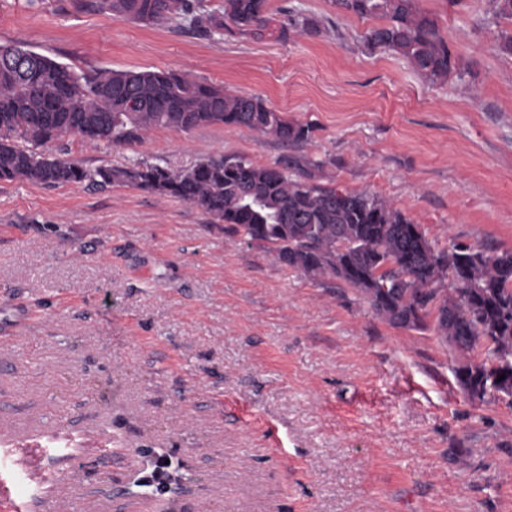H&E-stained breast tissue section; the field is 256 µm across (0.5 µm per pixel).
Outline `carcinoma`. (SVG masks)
I'll return each mask as SVG.
<instances>
[{"instance_id":"1","label":"carcinoma","mask_w":512,"mask_h":512,"mask_svg":"<svg viewBox=\"0 0 512 512\" xmlns=\"http://www.w3.org/2000/svg\"><path fill=\"white\" fill-rule=\"evenodd\" d=\"M269 0H223L199 12L197 0H92L113 16L156 24L184 22L199 35L262 36L271 23ZM334 6L380 23L362 36L370 51H391L432 85L466 80L470 70L418 0H332ZM489 21H512V0H488ZM298 35L319 22L299 11ZM242 126L296 148L312 135L260 99L165 71L75 69L33 53L22 73L0 66V181L45 186L87 184L105 191L133 186L182 200L226 224L249 243L265 246L281 264L310 278L331 276L352 287L373 313L407 330H432L458 359L455 379L473 401L497 399L484 385L490 363L512 386V252L454 244L440 248L420 225L384 199L312 181L299 158L274 166L242 157H209L174 171L166 166L87 168L40 150L69 136L90 144H132L153 128L190 131ZM432 323H427L428 317Z\"/></svg>"}]
</instances>
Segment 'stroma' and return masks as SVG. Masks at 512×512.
<instances>
[{"label":"stroma","mask_w":512,"mask_h":512,"mask_svg":"<svg viewBox=\"0 0 512 512\" xmlns=\"http://www.w3.org/2000/svg\"><path fill=\"white\" fill-rule=\"evenodd\" d=\"M472 78L434 87L369 51L371 20L270 0L322 32L282 40L144 25L81 0H0V44L74 68L166 70L314 127L320 182L391 202L438 247L512 251V57L487 0H419ZM86 166L291 152L240 126L78 137ZM433 332L375 316L197 207L132 186L0 182V446L45 442L11 486L27 512H512V399L474 402ZM178 482H138L157 456Z\"/></svg>","instance_id":"35a3bbf8"}]
</instances>
